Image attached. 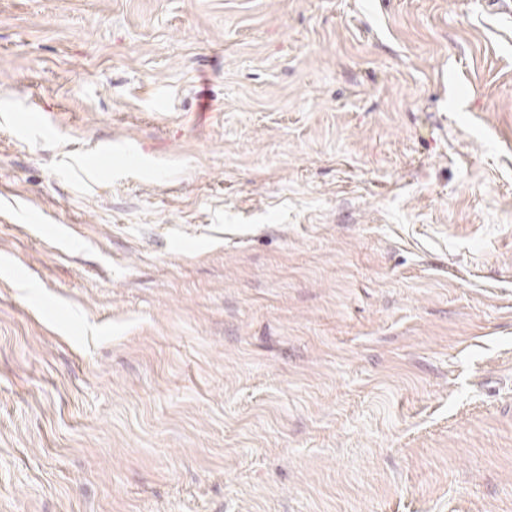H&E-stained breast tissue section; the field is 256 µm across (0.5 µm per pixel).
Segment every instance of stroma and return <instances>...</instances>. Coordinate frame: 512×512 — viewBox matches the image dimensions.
<instances>
[{"label":"stroma","mask_w":512,"mask_h":512,"mask_svg":"<svg viewBox=\"0 0 512 512\" xmlns=\"http://www.w3.org/2000/svg\"><path fill=\"white\" fill-rule=\"evenodd\" d=\"M0 512H512V15L0 0Z\"/></svg>","instance_id":"1"}]
</instances>
